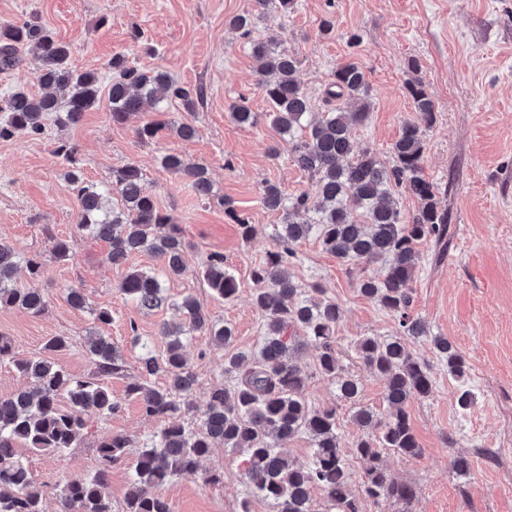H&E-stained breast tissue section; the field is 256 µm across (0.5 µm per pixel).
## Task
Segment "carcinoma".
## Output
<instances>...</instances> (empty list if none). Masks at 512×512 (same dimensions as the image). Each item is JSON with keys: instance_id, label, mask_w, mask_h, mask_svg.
Here are the masks:
<instances>
[{"instance_id": "obj_1", "label": "carcinoma", "mask_w": 512, "mask_h": 512, "mask_svg": "<svg viewBox=\"0 0 512 512\" xmlns=\"http://www.w3.org/2000/svg\"><path fill=\"white\" fill-rule=\"evenodd\" d=\"M228 25L247 38L255 27L254 16L238 14ZM24 51H34L41 59L36 79L45 93L35 95L17 89L3 100L0 139L18 133L40 135L47 120L60 127L79 124L98 101V75L73 68L69 44L40 22L1 23L0 71L17 67ZM253 54L260 61V73L274 76L263 82L271 103L266 117L288 141L297 166L314 179L321 204H311L306 193L287 203L277 185H263V205L269 210H286L284 222L274 228V250L252 271L257 285L255 304L265 319L263 345L251 358L233 353L224 360V373L234 376L236 383L231 389L218 386L209 391L201 432L194 433L178 421L191 409L190 397L196 388V376L188 365L181 339L183 332L160 327L159 334L168 338L161 355L154 354L150 340L142 341L139 380L127 386V393L145 415L166 419L168 424L151 446L138 452L132 469L133 490L124 512H172L168 500L153 489L177 476L197 475L202 458L217 443L244 454L245 478L258 493L274 502L277 512H317L311 498L315 488L326 494L336 512H360L349 490V473L336 433V409L309 408L303 395L305 375L291 358L293 332L301 328L319 352L322 372L337 378L341 398L357 401L358 380L338 376L334 333L340 319L339 306L312 296L298 299L301 291L286 272L295 258L294 244L312 233L326 252L343 263L367 266L391 259L383 274L362 275L357 282L363 296L395 315L399 332L385 340L365 337L358 342L365 367L386 382L390 412L382 420L369 409L358 408L354 413L356 423L377 432L361 439L356 452L368 463V497L397 503H408L414 497L412 486L397 481L386 468L382 451L388 449L410 458L423 452L406 407L410 399L431 393L432 377L429 365L407 348L405 337L425 335L424 325L409 317L412 294L407 288L420 259L419 246L430 239L439 243L448 236V214L438 209L435 186L421 173L423 132L435 118L434 100L419 84L407 83L416 117L403 123L392 146L391 161L385 163L373 151L357 149L352 141L351 128L364 123L369 115L365 77L357 63L348 61L336 68L326 91L327 102L336 105L326 108L321 119L311 124L307 122L310 99L294 77L296 58L265 42L253 43ZM109 68L114 122L125 121L145 103L158 108L169 100L181 101L191 114L203 98L201 88L181 85L168 72L142 67L124 54L112 55ZM230 115L240 126L257 122V113L244 98L231 107ZM163 130L183 140L196 134L192 122L183 118L177 123H146L137 129V135L152 140ZM162 165L189 179L197 195L212 194L205 167L188 166L176 154L165 155ZM68 177L76 185L81 205L76 233L108 242L109 263L123 265L132 254L140 252L161 260V273L134 270L119 286L123 295L143 309L160 306L166 301L163 279L185 272L184 255L189 243L180 225L143 191L140 172L133 164L115 170L111 185L103 188L83 184L72 171ZM400 188L423 202L408 224L398 208L396 194ZM114 193L122 201L118 209L109 206ZM21 263L32 275L40 271L39 256H26L0 241V304L40 314L47 307L44 293L13 283L14 271ZM203 278L226 300L238 291L235 277L224 269L222 254L207 258ZM178 307L192 327L211 331L214 340L224 346L233 343V329L214 326L193 298H184ZM433 344L448 362V372L465 379L468 367L452 343L438 336ZM67 346L66 337L55 336L45 344L47 355L18 358L8 341L0 338V360H9L32 381L31 387L0 398V512H45V491L33 482L27 465L16 454L17 444L35 451L62 452L77 445L91 418H107L119 409L107 386L78 378L54 361L51 354ZM89 352L101 374L124 371L109 337L93 339ZM156 375L166 377L165 387L149 384ZM300 433L309 434L313 440V458L308 464L291 460L280 451V446ZM130 447V440L123 435L100 441L96 447L99 468L89 477L64 483L58 512H112L107 492L110 470L127 459Z\"/></svg>"}]
</instances>
